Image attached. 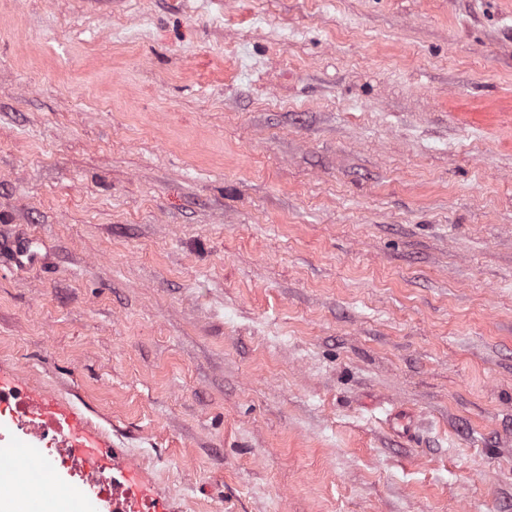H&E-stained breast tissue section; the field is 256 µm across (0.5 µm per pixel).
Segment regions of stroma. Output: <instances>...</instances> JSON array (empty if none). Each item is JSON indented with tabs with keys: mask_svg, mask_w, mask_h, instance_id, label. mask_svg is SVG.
Instances as JSON below:
<instances>
[{
	"mask_svg": "<svg viewBox=\"0 0 512 512\" xmlns=\"http://www.w3.org/2000/svg\"><path fill=\"white\" fill-rule=\"evenodd\" d=\"M0 367L160 512H512V0H0ZM18 386H23L21 378L16 372H4L0 370V390H14ZM24 387V386H23ZM24 395L30 403L35 405L42 415L49 417L55 424V432L63 437L66 433L70 436L84 435L85 438L95 442L98 448H108L107 442L91 433L84 421L74 412L71 407L57 402H49L45 404V397L36 393H27L24 387Z\"/></svg>",
	"mask_w": 512,
	"mask_h": 512,
	"instance_id": "1",
	"label": "stroma"
}]
</instances>
